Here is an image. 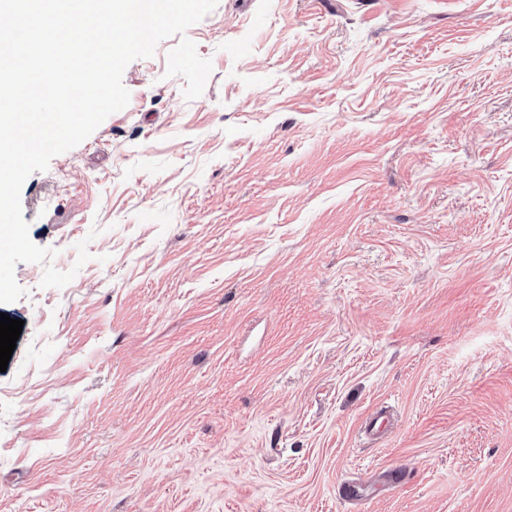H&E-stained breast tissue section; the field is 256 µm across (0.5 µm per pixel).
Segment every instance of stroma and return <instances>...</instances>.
I'll return each instance as SVG.
<instances>
[{
	"label": "stroma",
	"instance_id": "stroma-1",
	"mask_svg": "<svg viewBox=\"0 0 512 512\" xmlns=\"http://www.w3.org/2000/svg\"><path fill=\"white\" fill-rule=\"evenodd\" d=\"M183 37L23 185L76 275L0 304V512H512V0H218Z\"/></svg>",
	"mask_w": 512,
	"mask_h": 512
}]
</instances>
